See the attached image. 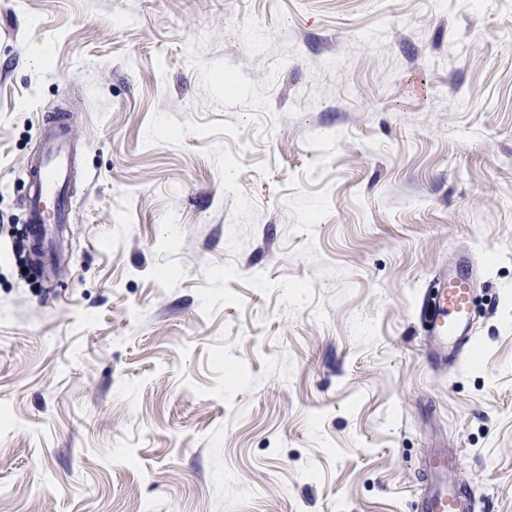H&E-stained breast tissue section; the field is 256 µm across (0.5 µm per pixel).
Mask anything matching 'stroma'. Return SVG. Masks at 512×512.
<instances>
[{"mask_svg": "<svg viewBox=\"0 0 512 512\" xmlns=\"http://www.w3.org/2000/svg\"><path fill=\"white\" fill-rule=\"evenodd\" d=\"M438 443L512 512V0H0V512H417ZM45 125L46 139L39 162L31 172L27 200L32 250L40 254L43 264L45 244L49 245L52 239L49 225L67 224L71 219L70 180L73 166L69 132L63 115L50 116ZM480 275L468 255L460 256L455 268L428 286L424 293V332L437 366L461 368L474 348L472 316Z\"/></svg>", "mask_w": 512, "mask_h": 512, "instance_id": "1", "label": "stroma"}]
</instances>
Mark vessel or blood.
Returning a JSON list of instances; mask_svg holds the SVG:
<instances>
[{
	"mask_svg": "<svg viewBox=\"0 0 512 512\" xmlns=\"http://www.w3.org/2000/svg\"><path fill=\"white\" fill-rule=\"evenodd\" d=\"M73 159L68 128L63 115L46 122V139L40 159L31 173L27 200L32 249L44 252L52 239L51 228L71 218L70 180ZM480 275L469 256H460L455 268L438 278L424 293V332L431 357L438 366L462 367L474 347L472 316ZM460 459L445 449H431L422 465L424 486L417 501L418 512H472L477 493L462 491L458 473Z\"/></svg>",
	"mask_w": 512,
	"mask_h": 512,
	"instance_id": "vessel-or-blood-1",
	"label": "vessel or blood"
}]
</instances>
